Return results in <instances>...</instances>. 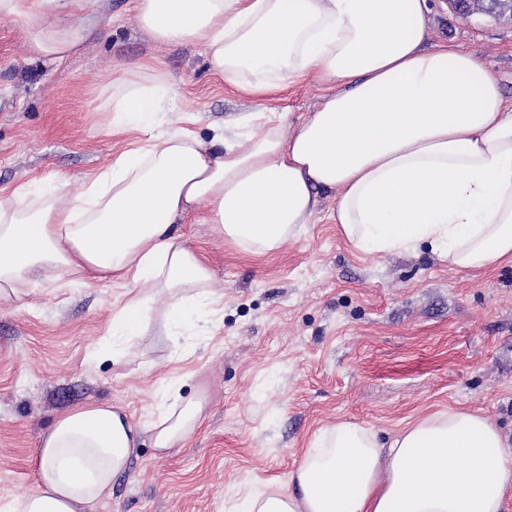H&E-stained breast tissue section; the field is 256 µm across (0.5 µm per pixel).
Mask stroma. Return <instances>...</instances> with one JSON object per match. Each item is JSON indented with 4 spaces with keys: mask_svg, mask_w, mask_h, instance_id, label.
Returning <instances> with one entry per match:
<instances>
[{
    "mask_svg": "<svg viewBox=\"0 0 512 512\" xmlns=\"http://www.w3.org/2000/svg\"><path fill=\"white\" fill-rule=\"evenodd\" d=\"M92 36L67 59H33L26 20L0 19V188L60 179L78 190L124 149L109 128L112 82L138 64L167 76L171 111L201 138L273 112L289 125L325 92L315 76L263 98L209 73L202 45L165 47L137 24L133 0H96ZM433 40L473 51L512 100V23L461 18L437 0ZM333 196L301 234L255 257L211 225L181 224L224 291L216 314L150 328L112 360L116 283H37L0 304V500L35 483L41 435L70 408L119 405L144 422L177 382L208 398L202 427L169 454L143 434L110 498L90 512H231L248 485L284 478L315 436L346 421L387 439L451 406L480 411L512 444V265L456 272L429 246L374 256L332 220Z\"/></svg>",
    "mask_w": 512,
    "mask_h": 512,
    "instance_id": "1",
    "label": "stroma"
}]
</instances>
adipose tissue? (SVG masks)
Instances as JSON below:
<instances>
[{"mask_svg": "<svg viewBox=\"0 0 512 512\" xmlns=\"http://www.w3.org/2000/svg\"><path fill=\"white\" fill-rule=\"evenodd\" d=\"M90 0H0L35 58L63 61L91 36ZM160 45L203 43L211 70L261 97L316 74L326 92L288 129L157 128L164 73L112 83V132L133 134L78 192L23 184L0 198V301L35 280L125 282L112 335L221 310L215 274L176 225L194 219L253 255L279 250L336 198L343 237L371 254L428 244L458 271L512 264V107L479 55L432 42L430 0H136ZM165 299L156 309L157 299ZM148 426L109 402L76 406L41 438L33 489L0 512H89L112 494L141 431L166 453L206 417L175 388ZM235 512H512V448L479 411L408 422L389 443L367 427L323 429L285 479L251 487Z\"/></svg>", "mask_w": 512, "mask_h": 512, "instance_id": "1", "label": "adipose tissue"}]
</instances>
